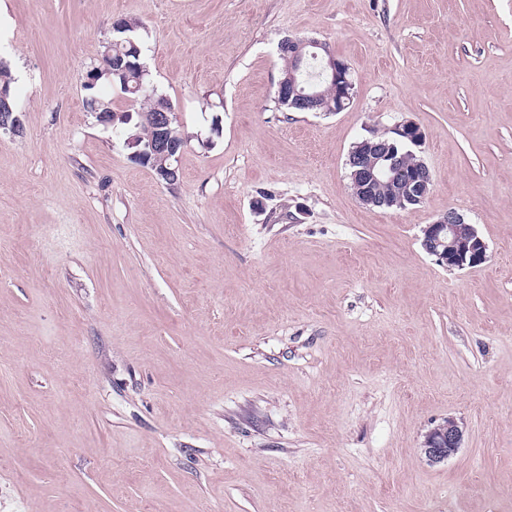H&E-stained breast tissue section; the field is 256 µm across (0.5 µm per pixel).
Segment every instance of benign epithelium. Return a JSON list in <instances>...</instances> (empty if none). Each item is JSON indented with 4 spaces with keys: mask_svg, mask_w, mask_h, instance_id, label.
I'll list each match as a JSON object with an SVG mask.
<instances>
[{
    "mask_svg": "<svg viewBox=\"0 0 512 512\" xmlns=\"http://www.w3.org/2000/svg\"><path fill=\"white\" fill-rule=\"evenodd\" d=\"M285 46L289 47L290 53L297 59V66L288 75V82L278 84V93L294 95L296 104L304 110L311 111L317 106L322 93L317 87L305 83L302 78L303 65L307 57L313 56L321 61L326 80L336 89L339 109L342 110L349 104L354 84L350 68L343 59L315 40L284 39L280 42V47ZM174 118L173 112H156L150 116L154 127V137L150 143L153 155L171 158L180 152L181 143L173 134ZM392 133L398 143L409 149L423 143L421 129L410 121L396 125L392 128ZM346 165L352 169L353 194L365 206L403 208L410 201L424 200L430 190L431 175L426 164H421L417 169L404 167L393 144L386 145L365 139L350 151ZM383 179L395 188L394 195L386 201L378 199L373 193L374 184ZM423 247L439 263L450 268L463 269L487 261L486 243L474 225L468 223L453 208L426 226ZM462 438L461 427L450 420L426 433L422 452L430 464H441L461 447Z\"/></svg>",
    "mask_w": 512,
    "mask_h": 512,
    "instance_id": "benign-epithelium-1",
    "label": "benign epithelium"
}]
</instances>
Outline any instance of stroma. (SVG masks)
<instances>
[{
	"instance_id": "obj_1",
	"label": "stroma",
	"mask_w": 512,
	"mask_h": 512,
	"mask_svg": "<svg viewBox=\"0 0 512 512\" xmlns=\"http://www.w3.org/2000/svg\"><path fill=\"white\" fill-rule=\"evenodd\" d=\"M121 18L171 185L85 105ZM288 37L344 110L279 108ZM0 58V512H512V0H0ZM405 121L431 190L364 207L348 153ZM451 208L485 263L423 249ZM285 46L289 47L290 53L297 59V66L294 71L288 75V70L294 68V62L287 52L279 49L280 58L284 62L279 82L288 75V83L280 82L278 84L277 93L289 96L290 91L291 95H294L298 107L303 110L311 111L317 106L322 93L319 92L314 85L305 83L302 78L303 65L308 56H313L320 59L326 80L336 89L335 93L331 87L324 86L322 88L324 96L319 102L320 106L313 111L339 112L343 110L349 104L354 89L348 64L343 59L336 57L324 45L315 40L289 39L288 41V39H284L280 42V47L283 49ZM321 64L319 60L308 58L305 71L310 80H323ZM337 105L339 109H336ZM462 438L461 427L454 420H448L426 433L421 450L429 464H441L461 448Z\"/></svg>"
}]
</instances>
